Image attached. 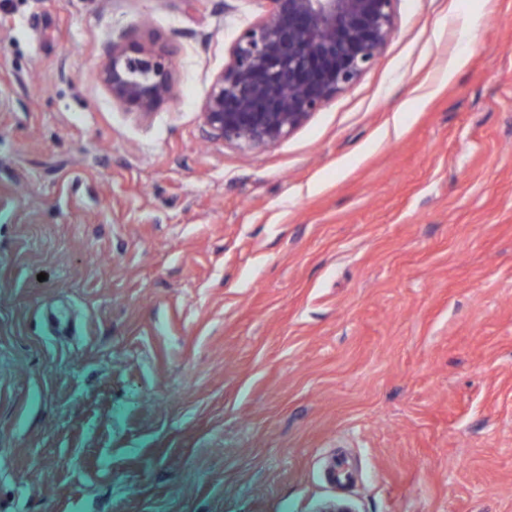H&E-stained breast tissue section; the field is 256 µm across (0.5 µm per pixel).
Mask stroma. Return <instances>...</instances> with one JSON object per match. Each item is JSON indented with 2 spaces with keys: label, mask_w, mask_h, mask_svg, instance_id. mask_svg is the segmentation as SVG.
Listing matches in <instances>:
<instances>
[{
  "label": "stroma",
  "mask_w": 512,
  "mask_h": 512,
  "mask_svg": "<svg viewBox=\"0 0 512 512\" xmlns=\"http://www.w3.org/2000/svg\"><path fill=\"white\" fill-rule=\"evenodd\" d=\"M261 11L0 0V512H512V0H394L244 153L201 107ZM112 100L147 115L176 91L170 53L153 42L133 38L113 42L97 73Z\"/></svg>",
  "instance_id": "1"
}]
</instances>
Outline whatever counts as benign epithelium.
<instances>
[{
  "mask_svg": "<svg viewBox=\"0 0 512 512\" xmlns=\"http://www.w3.org/2000/svg\"><path fill=\"white\" fill-rule=\"evenodd\" d=\"M233 41L202 105L209 134L243 152L288 138L374 61L394 0H263ZM112 100L147 115L176 91L170 53L130 37L97 73Z\"/></svg>",
  "mask_w": 512,
  "mask_h": 512,
  "instance_id": "1",
  "label": "benign epithelium"
}]
</instances>
